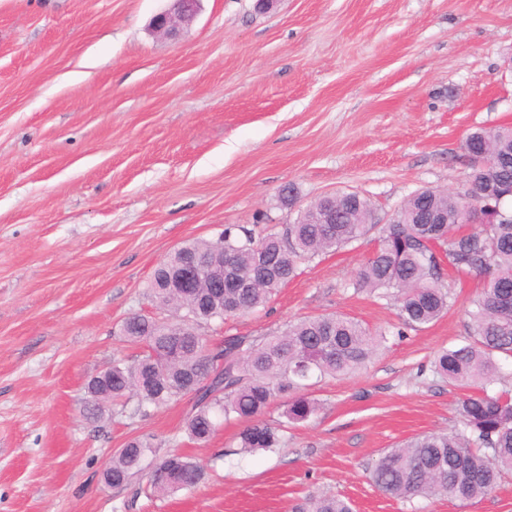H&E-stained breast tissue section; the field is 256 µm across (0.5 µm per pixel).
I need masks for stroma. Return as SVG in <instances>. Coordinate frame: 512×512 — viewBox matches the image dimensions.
I'll list each match as a JSON object with an SVG mask.
<instances>
[{"label": "stroma", "mask_w": 512, "mask_h": 512, "mask_svg": "<svg viewBox=\"0 0 512 512\" xmlns=\"http://www.w3.org/2000/svg\"><path fill=\"white\" fill-rule=\"evenodd\" d=\"M169 0H0V512H291L302 497L354 512H512V473L467 502H403L368 467L408 438L460 428L466 395L432 371L466 344L482 279L445 280L438 321L402 329L386 291L355 288L376 233L303 264L265 308L205 330L256 341L340 313L388 340L345 377L312 378L321 409L280 447L242 425L189 441L185 395L148 415L83 414L86 385L133 360L122 321L183 243L225 226L264 234L336 192L380 222L417 190L465 194L467 135L512 126V0H202L176 39ZM293 190L290 205L279 191ZM200 463L190 490L115 489L102 472L131 438Z\"/></svg>", "instance_id": "35a3bbf8"}]
</instances>
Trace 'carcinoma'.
<instances>
[{
    "label": "carcinoma",
    "instance_id": "1",
    "mask_svg": "<svg viewBox=\"0 0 512 512\" xmlns=\"http://www.w3.org/2000/svg\"><path fill=\"white\" fill-rule=\"evenodd\" d=\"M474 159L472 184L497 188L496 209L478 210V200L421 189L400 207L394 222L380 226V244L359 268L355 286L392 292L405 328L428 325L448 312V289L437 247L448 251V266L458 273L483 278L482 289L468 311L470 340L442 350L435 372L454 384L497 382V357L512 358V306L505 310L500 298L512 302V212L503 200L512 196V128L478 129L466 139ZM336 223L321 224L319 216L301 212L282 230L254 238L248 232L224 228V280L251 276L258 262L269 270L255 288L224 289L220 318L244 315L266 306L302 264L335 252L377 227L370 200L336 199ZM492 218L481 229L460 232L477 221L478 214ZM442 218L427 224L431 215ZM199 263L207 265L218 252L216 242L196 239L186 243ZM164 267L157 266L147 297L155 306L171 311L170 317H134L122 337L143 347L128 363L114 359L102 380L91 386L86 412L101 419L109 407L136 402L142 414L200 388L201 395L186 417L190 440L204 444L227 422L241 421L239 447L246 451L274 448L282 443L288 424L309 420L319 403L304 395H290L315 375L341 377L362 368L375 349L386 342V332H372L342 314H324L290 322L258 343L230 338L219 345L207 343L201 332L207 318L188 321L196 297H174L160 287ZM286 399L284 420L263 419L270 404ZM458 411L462 427L414 437L386 451L372 465L369 478L382 494L401 501L416 497L469 501L490 493L503 474L512 472V394L503 390L463 398ZM158 445L150 436L135 437L112 457L104 471L105 485L122 488L141 477L147 461L156 457ZM491 450L487 455L481 449ZM203 467L180 453L156 463L149 485L165 495L198 485ZM292 512H353L337 496H312L292 507Z\"/></svg>",
    "mask_w": 512,
    "mask_h": 512
}]
</instances>
